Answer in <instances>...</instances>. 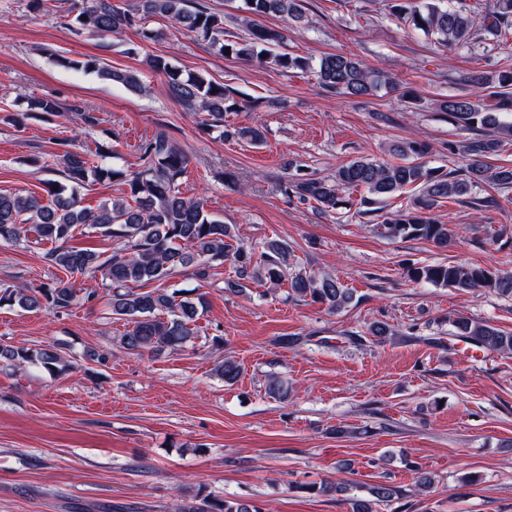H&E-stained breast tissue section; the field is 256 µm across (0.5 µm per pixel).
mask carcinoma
Instances as JSON below:
<instances>
[{"mask_svg":"<svg viewBox=\"0 0 512 512\" xmlns=\"http://www.w3.org/2000/svg\"><path fill=\"white\" fill-rule=\"evenodd\" d=\"M86 7L77 17L84 27L97 32L113 33L133 26L147 17H164L180 27L208 40L218 51L241 59L265 58L286 72L310 69L307 59L281 53L277 48L285 40L284 33L258 22L266 16H288L302 19L297 0H243L244 35L235 40L224 38V17L203 6H192L190 0H138L134 12L123 10L112 0H85ZM387 8L405 26L432 35L443 47H464L476 42L480 32L495 38L505 37L512 29V0H487L485 8L475 10L467 0L442 8L429 0H385ZM68 68H82L98 76L140 92L142 82L134 72L114 71L97 60L84 62L58 57ZM149 67L165 74L170 94L188 109H198L211 117V125L224 122L229 96L224 86L200 72H185L166 58L155 56ZM316 76L328 91L348 96H370L383 87H393L391 73L366 67L360 60L341 54H328L318 63ZM473 87L491 89L485 98L450 96L439 103V110L452 124L474 135L459 146L467 159L460 168H428L422 162L429 151L426 143L396 141L389 154L399 158L392 163L359 157L336 168L329 178L295 174L280 184L281 192L314 204L321 212H335L346 207V193L363 189L360 200L363 214H373L379 205L394 194L415 191L412 205L392 218L384 219L378 228L388 238L419 239L446 249L455 240L453 225L438 220L433 209L444 199L463 197L489 182L501 188H512V167H491L487 158L494 154L502 137L512 138V121L503 115L512 112V73H502L493 81L474 72L466 76ZM62 111L51 96L28 99L27 112L53 114ZM91 151L67 150L57 156L59 180L45 182L49 201L32 194L0 193V243L13 244L28 232L36 239L53 245L47 260L69 274L102 271L112 285L108 300L112 314L132 324L121 336L122 347L130 352L178 350L195 344L198 334L194 324L206 308L205 296L178 297L166 288L145 289V284L160 282L177 271L195 269L203 278L214 262L231 261L240 280L289 282L290 290L299 297L326 306L332 312L347 307L353 300L352 289L330 275L320 278L294 269L288 245L271 240L261 251L247 247L231 228L205 211L203 201L186 198L178 188L188 156L169 137L157 133L140 145L142 167L125 172L96 165L90 161ZM109 181L122 186V196L105 202L94 210L79 204V189L93 183ZM86 226L102 237L116 242L112 255L77 249L67 245L73 232ZM407 275L416 283L458 291L485 290L504 300H512V271H490L465 263L412 265ZM97 297L94 289L79 290L67 281L39 287L16 286L0 290V304L8 303L22 310H48L65 313L84 299ZM449 337L463 342L477 352L511 354L512 332H505L490 322H476L459 316L448 320ZM0 358L23 368L40 365L52 373L64 374L70 360L58 349L0 347ZM215 375L226 383L241 375L236 360L218 354ZM403 498L401 490L388 483L370 486L367 496L346 498L350 512H378L375 506L391 505ZM174 512H261L251 502L218 499L208 495L184 504L177 503Z\"/></svg>","mask_w":512,"mask_h":512,"instance_id":"cac0c4a2","label":"carcinoma"}]
</instances>
